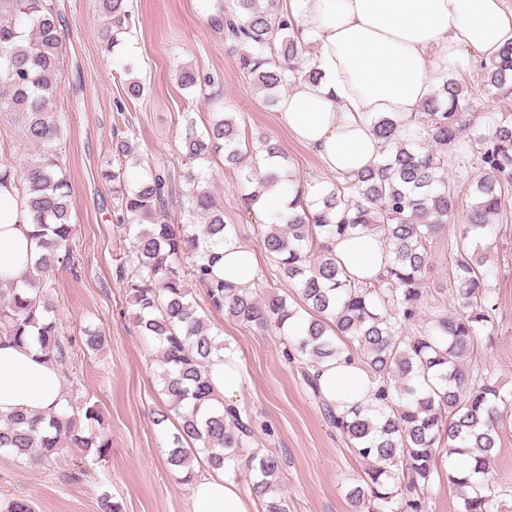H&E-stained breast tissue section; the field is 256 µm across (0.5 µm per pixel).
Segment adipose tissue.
<instances>
[{
    "label": "adipose tissue",
    "mask_w": 512,
    "mask_h": 512,
    "mask_svg": "<svg viewBox=\"0 0 512 512\" xmlns=\"http://www.w3.org/2000/svg\"><path fill=\"white\" fill-rule=\"evenodd\" d=\"M299 38L315 50L317 80L296 81L279 103L289 134L314 149L324 169L354 175L382 154L373 121L395 115L404 132L423 139V104L442 79L469 74L479 61L512 44V0H290ZM25 207L11 185L0 186V282H12L33 264L38 248ZM340 264L359 280L390 266L379 236L355 232L330 241ZM256 254L224 244L215 270L225 281L253 287ZM242 359L227 350L214 357L210 380L225 403L236 401ZM318 391L337 413L365 402L373 383L350 353L317 365ZM64 404L57 368L35 337L15 344L0 337V416L48 415ZM190 512H257L256 500L223 472L195 466L188 484Z\"/></svg>",
    "instance_id": "1"
}]
</instances>
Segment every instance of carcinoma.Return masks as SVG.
Returning <instances> with one entry per match:
<instances>
[{"instance_id": "carcinoma-1", "label": "carcinoma", "mask_w": 512, "mask_h": 512, "mask_svg": "<svg viewBox=\"0 0 512 512\" xmlns=\"http://www.w3.org/2000/svg\"><path fill=\"white\" fill-rule=\"evenodd\" d=\"M130 0H100L107 47L117 50L130 27ZM210 21L232 41L243 75L266 101L277 105L283 89L299 79H315L303 67L305 44L295 21L279 0H206ZM62 49L59 19L48 0H0V116L24 125L26 139L39 148L22 175L0 165V185L11 183L21 198L40 249L34 264L17 282L0 288V336L24 343L36 329L43 355L65 367L67 345L55 318L50 273L70 258L75 225L70 182L55 143L62 124L56 110L58 66ZM484 81L503 99L512 98V47L485 67ZM469 89L445 80L424 103L425 142L400 138L397 118L373 122L385 142V156L372 169L345 176L320 188L317 196L298 197L278 222L260 225V237L278 274L296 288L302 301L294 308L277 294L260 297L216 276L224 241L237 237L236 225L224 223V209L208 187L204 163L224 153V164L240 171L243 194L253 209L265 189L280 180V146L269 138L242 146L234 116L215 113L204 129L187 122L182 133L190 166L185 222L163 221L167 183L154 171L131 184L126 168L105 172L118 199L116 221L134 230L127 282L136 324L159 348L158 373L168 411L157 424L179 418L167 452L170 471L181 482L201 456L209 467L235 478L241 469L255 472L254 494L265 512H288L286 497L276 493L279 460L252 450L251 420L211 389L209 365L225 349L210 332L201 305L258 330L276 329L309 367L343 352L345 340L361 355L376 383L371 401L339 416L325 403L329 420L353 452L369 463L360 483L348 493L355 512H424L417 489L429 484L437 457L467 455L474 478L449 477L463 500V512H490L489 461L498 448L500 407L508 395L494 374L471 373L464 360L491 324V270L483 242L496 222L508 221L512 196V111L493 112L477 125L462 111ZM467 138L466 162L480 171L471 181L466 224L452 253L456 312L439 313L429 325L409 326L427 304L425 274L431 251L459 205L448 179V145ZM275 160L262 172L260 155ZM352 231L376 234L392 254L388 274L358 281L348 275L327 245ZM189 259L183 263V259ZM106 433L87 432L66 407L47 424L23 415L0 420V450L39 462L59 459L68 448L103 456Z\"/></svg>"}]
</instances>
